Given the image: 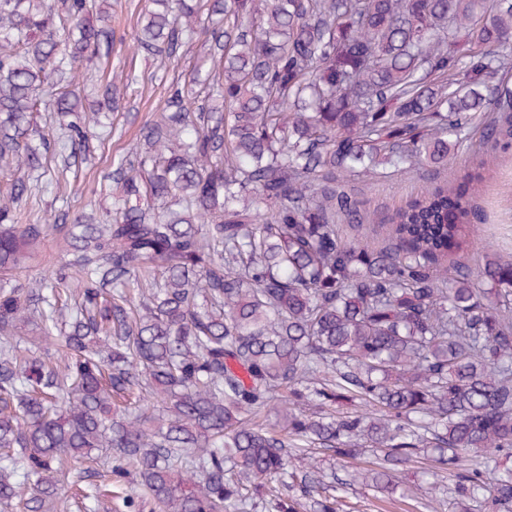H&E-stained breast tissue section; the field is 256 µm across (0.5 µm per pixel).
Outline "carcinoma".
I'll return each instance as SVG.
<instances>
[{
    "label": "carcinoma",
    "instance_id": "cac0c4a2",
    "mask_svg": "<svg viewBox=\"0 0 512 512\" xmlns=\"http://www.w3.org/2000/svg\"><path fill=\"white\" fill-rule=\"evenodd\" d=\"M111 7L0 0V506L59 512L64 462L108 448L77 488L85 512H234L256 494L338 512L315 451L370 447L355 477L381 493L426 451L461 512L479 495L512 512V258L445 265L470 244L471 181L386 214L380 251L336 232L338 214L362 223L345 184L378 165L445 171L477 118L485 144L512 138V86L493 82L512 70V0H151L142 50L171 60L209 35L199 89L169 87L101 219L23 216L112 111L119 77L89 117L79 71L110 57ZM43 105L69 151L53 170L32 145L50 148ZM55 234L66 258L33 293L23 273Z\"/></svg>",
    "mask_w": 512,
    "mask_h": 512
}]
</instances>
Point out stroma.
<instances>
[{
    "label": "stroma",
    "instance_id": "1",
    "mask_svg": "<svg viewBox=\"0 0 512 512\" xmlns=\"http://www.w3.org/2000/svg\"><path fill=\"white\" fill-rule=\"evenodd\" d=\"M148 6L149 0H112L114 47L110 66L115 71L132 72L136 80L120 93L112 126L104 139L95 142L89 156L72 162L67 180L60 187H42L32 200L34 208H62L74 216L89 206L99 210L111 207L108 173L116 169L118 162L138 161L142 132L163 106L169 86L188 80L194 67L200 64L206 51L201 36L185 42L171 63L135 52L138 20ZM456 169L458 173L478 177L476 202L483 211L480 224L474 227V245L457 253L456 261L475 268L485 255L512 254V147L483 146L479 128H472L469 146L460 153ZM433 184L431 175L424 170L410 175L380 170L374 179L355 186L359 199L366 203L368 218L363 226L353 228L340 221L336 228L345 238L359 241L367 248H381L391 238L389 225L381 221L382 215L423 195ZM373 459V452L368 450L355 465L364 467ZM352 466L327 455L322 458V479L338 497L339 512H423L421 473L428 466L426 460H416L400 469L393 492L385 494L353 482Z\"/></svg>",
    "mask_w": 512,
    "mask_h": 512
}]
</instances>
